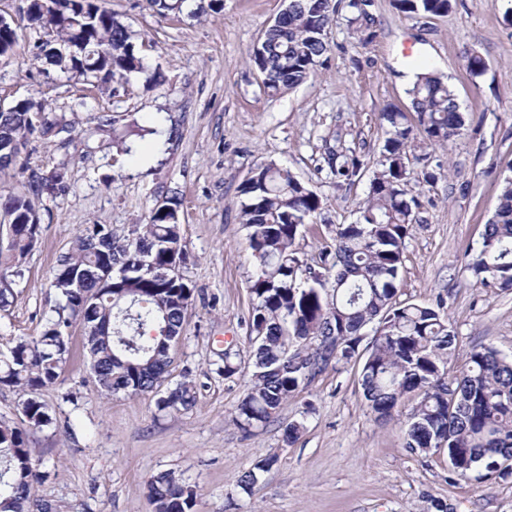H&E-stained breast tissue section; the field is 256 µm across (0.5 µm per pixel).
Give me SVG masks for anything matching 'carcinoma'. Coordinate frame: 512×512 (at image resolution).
I'll return each mask as SVG.
<instances>
[{
  "instance_id": "obj_1",
  "label": "carcinoma",
  "mask_w": 512,
  "mask_h": 512,
  "mask_svg": "<svg viewBox=\"0 0 512 512\" xmlns=\"http://www.w3.org/2000/svg\"><path fill=\"white\" fill-rule=\"evenodd\" d=\"M407 15L442 16L451 0H394ZM165 19L184 10L185 0H145ZM350 23L374 36L376 20L355 0ZM337 5L332 0H296L288 19L268 27L264 53H252L265 73L267 94L274 96L304 83L328 49L329 27ZM28 28L54 40L36 55L43 64L80 76L104 89L115 81L157 82L148 70L135 37L104 0H27ZM21 40V27L0 22V56L10 55ZM417 124L388 104L379 119L387 127L378 170L358 217L336 230L333 248L310 265L295 248L305 225L321 214L320 197L287 168L261 164L240 187V218L247 229L253 264L248 320L252 367L248 387L234 423L248 433L263 425L296 391L331 363L346 364L359 356L363 330L376 325L364 353L359 385L371 412L392 417L406 397L416 398L407 418L404 447L429 455L445 448L452 472L468 479L512 475V357L492 346L470 352L467 368L453 374L448 360L456 336L448 326L442 302L434 306L402 302L403 252L414 222L415 199L407 180L414 142L422 133L443 146L459 135L463 112L455 89L434 66L424 65L408 90ZM43 106L35 97L16 100L0 112V173L16 164L31 140L47 133L36 122ZM63 174L33 175L28 187L0 193V311L15 299L13 284L22 277L35 248L41 218L29 194H58ZM182 228L175 210L152 209L144 224L123 236L106 224H90L76 247L57 261L51 287L57 306L38 336H19L0 352V386L18 389L20 425L0 422V512H60V506L37 495L39 474L28 447L26 430L53 423L43 389L55 384L68 360L70 336L84 329L95 356L90 373L94 388L110 395L154 391L162 387L173 363L172 338L183 335L185 313L194 297L192 282L173 272L181 256ZM476 281H495L512 288V180L502 188L498 205L485 225L475 261ZM196 386L188 376L157 399L160 411L188 410ZM277 463L269 455L242 475L249 491ZM152 512H191L194 486L172 471L154 474L145 487Z\"/></svg>"
}]
</instances>
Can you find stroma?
<instances>
[{"mask_svg": "<svg viewBox=\"0 0 512 512\" xmlns=\"http://www.w3.org/2000/svg\"><path fill=\"white\" fill-rule=\"evenodd\" d=\"M349 0L328 29V50L302 85L268 96L250 56L284 8V0H224L221 12L160 19L142 0H106L145 42L141 53L160 82L113 83L101 90L44 70L33 59L36 35L24 31L14 55L0 58V104L44 100L51 133L34 141L0 191L30 174L63 172L66 189L34 204L41 236L0 312V350L14 336L39 335L56 304L50 280L57 260L88 224L116 233L145 223L158 201H180L183 268L195 287L182 341L166 381L196 385L191 410L158 411L153 392L98 393L90 383L82 328L72 330L58 381L42 391L53 417L29 433L42 461L36 492L79 512H152L144 491L153 474L189 478L193 512H512V476L463 480L447 455L404 446L407 398L391 421H375L358 385L361 359L329 366L282 405L265 426L244 432L233 422L249 367L220 371L225 347L250 349L247 320L253 265L239 219V187L258 165L288 167L321 199L323 220L296 240L305 261L332 244L337 225L356 219L387 137L379 112L391 104L411 112L403 76L411 58L432 60L454 86L465 125L451 146L416 140L407 189L417 202L407 238L402 297L444 311L456 335L451 357L462 370L475 346L512 356V290L477 284L468 268L506 178H512V0H455L439 17H410L393 0H373L374 36L349 20ZM480 54L483 73L466 68ZM158 125L160 138L127 136L130 122ZM362 163L359 177H337L329 151ZM300 422L299 438L284 428ZM277 455L251 493L240 476Z\"/></svg>", "mask_w": 512, "mask_h": 512, "instance_id": "35a3bbf8", "label": "stroma"}]
</instances>
